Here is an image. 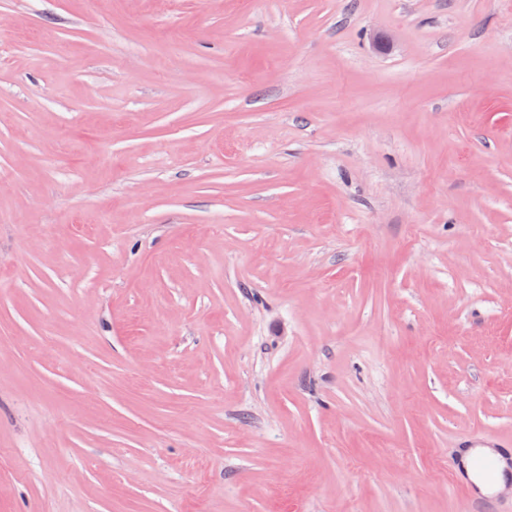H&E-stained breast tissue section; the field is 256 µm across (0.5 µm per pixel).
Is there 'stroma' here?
I'll return each mask as SVG.
<instances>
[{"label": "stroma", "instance_id": "obj_1", "mask_svg": "<svg viewBox=\"0 0 512 512\" xmlns=\"http://www.w3.org/2000/svg\"><path fill=\"white\" fill-rule=\"evenodd\" d=\"M512 448V0H0V512H472ZM468 443L462 448L470 451L468 473L458 475V456L448 458V467L456 474V485L462 491L464 497L477 504L494 502L501 487L512 485V448H498L500 456L489 453L481 448H496L494 442Z\"/></svg>", "mask_w": 512, "mask_h": 512}]
</instances>
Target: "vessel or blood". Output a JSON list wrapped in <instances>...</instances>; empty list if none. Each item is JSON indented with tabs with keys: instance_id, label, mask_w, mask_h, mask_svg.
Masks as SVG:
<instances>
[{
	"instance_id": "b4317fda",
	"label": "vessel or blood",
	"mask_w": 512,
	"mask_h": 512,
	"mask_svg": "<svg viewBox=\"0 0 512 512\" xmlns=\"http://www.w3.org/2000/svg\"><path fill=\"white\" fill-rule=\"evenodd\" d=\"M470 452L467 473H459V460H448L450 470L456 471V485L464 497L473 503L495 501L502 487L512 485V448L502 449L500 454L483 450L479 443H468Z\"/></svg>"
}]
</instances>
